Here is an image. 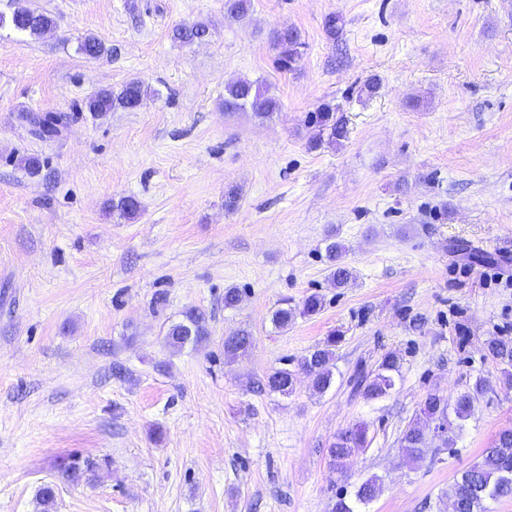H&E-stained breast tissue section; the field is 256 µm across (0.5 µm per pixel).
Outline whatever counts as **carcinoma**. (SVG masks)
<instances>
[{"mask_svg": "<svg viewBox=\"0 0 512 512\" xmlns=\"http://www.w3.org/2000/svg\"><path fill=\"white\" fill-rule=\"evenodd\" d=\"M252 8V0H224V12L228 16L242 20ZM9 24L15 31L39 37L55 27V21L45 11L27 10L13 13L9 17L0 15V26ZM342 16L331 13L324 19V31L328 38L338 39L343 31ZM209 35V28L203 23L192 26H180L173 29V38L183 43L201 42ZM302 42L299 32L294 28H283L273 35L275 63L281 70H293L302 58ZM80 54L96 59L107 52L105 44L93 35H87L80 42ZM148 96V87L133 79L121 88L106 89L90 98L85 107L87 111L99 116L118 109L134 110ZM280 108L279 99L271 93L270 87L250 81L237 79L224 85V112H249L258 120L270 118ZM336 109L328 104L321 105L312 122L317 128L311 140V147L318 148L324 143L334 144L345 137L346 131L342 119L336 117ZM18 118L30 126L32 133L40 139L58 136L69 124L70 116L65 112H21ZM119 216L132 219L139 209V202L132 197L122 198L112 204ZM345 247L332 242L326 247V257L330 263V279L337 287H345L354 280L351 269L343 262ZM296 316V308L281 307L272 314L271 322L277 329L288 328ZM208 336L206 314L190 307L182 312L181 320L170 324L165 334V343L173 351H179L187 345H198ZM337 337L330 336L323 345L314 348L302 357L293 368L281 367L267 377L270 391L287 395L293 391L296 376L303 372L311 378L313 388L323 393L333 383V369L336 360ZM252 346V334L241 329L224 340V355L234 359L247 352ZM487 353L502 366L504 384L512 386V340L492 339L486 343ZM400 359L393 353L386 354L377 368L357 381L359 394L367 401L385 397L395 389L400 378ZM490 390V383L479 377L467 391L459 393L454 399L438 391L427 395L415 419L399 438V448L410 461L421 459L423 448L427 447L426 431L437 424L444 423L447 429L441 438L444 448H452L463 428V421L473 413L476 404ZM455 419H450L449 415ZM367 428L357 424L340 431L330 447L327 448L329 466L339 474L346 471V462L357 448H363L367 442ZM383 489V480L371 475L362 480L353 494L341 493L337 496L334 512H362L361 507L374 500ZM512 497V430L500 432L492 447L485 449L481 459L456 478L450 487L448 498L455 504L456 512H487L486 503L501 498ZM55 502L52 485H43L37 495V504L41 512H51Z\"/></svg>", "mask_w": 512, "mask_h": 512, "instance_id": "1", "label": "carcinoma"}]
</instances>
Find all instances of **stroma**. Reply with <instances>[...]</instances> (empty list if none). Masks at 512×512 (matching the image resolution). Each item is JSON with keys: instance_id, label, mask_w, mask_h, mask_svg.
<instances>
[{"instance_id": "35a3bbf8", "label": "stroma", "mask_w": 512, "mask_h": 512, "mask_svg": "<svg viewBox=\"0 0 512 512\" xmlns=\"http://www.w3.org/2000/svg\"><path fill=\"white\" fill-rule=\"evenodd\" d=\"M22 8L56 27L0 28V512H39L46 484L53 512H331L373 474L384 489L365 512H450L454 479L512 429V389L483 351L512 339V0H253L242 21L224 0H0L1 14ZM198 22L206 40H173ZM284 27L306 43L292 72L271 46ZM89 34L107 54L78 53ZM133 78L152 90L138 109L86 110ZM237 78L270 84L279 112L225 115ZM325 103L347 134L314 149ZM24 110L72 120L43 140ZM124 197L133 219L112 210ZM330 241L348 287L329 280ZM458 242L493 257L466 262ZM313 293L318 314L273 327L282 299ZM189 307L209 340L176 352L163 338ZM242 328L253 345L228 359ZM333 335L326 393L304 376L290 396L265 389ZM389 352L402 377L365 402L352 380ZM479 377L494 390L455 447L407 461L397 440L427 394ZM358 423L369 445L336 474L326 450ZM72 456L99 467L66 473ZM345 247L339 242H332L326 247V257L330 263V279L337 287H345L354 280L351 269L343 262Z\"/></svg>"}]
</instances>
